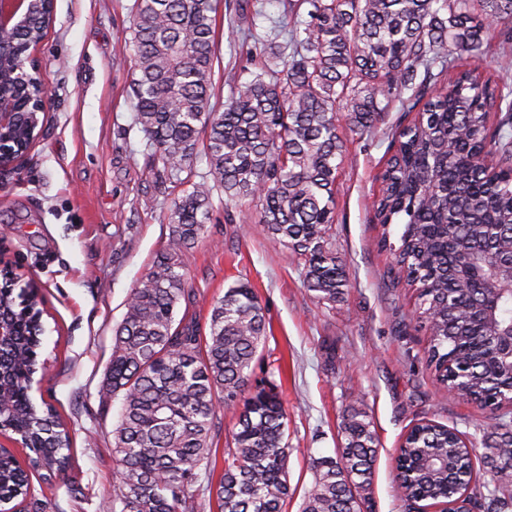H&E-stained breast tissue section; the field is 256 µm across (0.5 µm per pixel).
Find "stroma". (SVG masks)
I'll return each instance as SVG.
<instances>
[{"label":"stroma","mask_w":512,"mask_h":512,"mask_svg":"<svg viewBox=\"0 0 512 512\" xmlns=\"http://www.w3.org/2000/svg\"><path fill=\"white\" fill-rule=\"evenodd\" d=\"M133 2L55 0L37 52L51 106L26 155L0 170V266L34 289L43 309L45 369L35 374L31 396L50 404L67 426L68 478L81 490L72 499L31 475L44 512L106 510L116 478L112 429L120 403L103 402L99 388L129 292L168 237L173 196L150 171L145 135L133 121ZM238 2H218L212 84L219 106L232 94L225 70L251 65L265 42L288 41L283 0H251L259 15L248 37L236 26ZM412 118L395 100L375 134L339 129L347 160L337 180L333 237L351 281L341 302L319 303L289 251L256 228L249 209L225 214L218 189L188 261L193 294L180 306L186 318L207 322L213 302L246 280L270 321L252 379L265 378L269 362L279 363L294 490L286 512L301 510L312 481L310 455L335 454L351 403L372 418L379 440L365 512H404L394 457L418 419L457 428L479 455L494 429L486 411L435 382L415 297L373 222L391 136Z\"/></svg>","instance_id":"obj_1"}]
</instances>
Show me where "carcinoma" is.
Returning <instances> with one entry per match:
<instances>
[{"instance_id":"carcinoma-1","label":"carcinoma","mask_w":512,"mask_h":512,"mask_svg":"<svg viewBox=\"0 0 512 512\" xmlns=\"http://www.w3.org/2000/svg\"><path fill=\"white\" fill-rule=\"evenodd\" d=\"M218 0H134L136 122L145 134L151 170L177 192L168 242L131 289L114 329L104 397L121 402L112 430L119 479L107 512H285L288 416L273 381L251 384L252 364L267 336V318L253 289L239 282L212 306L208 328L177 318L189 298L187 256L224 191V212L253 203L256 222L289 250L303 281L331 305L343 299L349 275L336 256V180L346 156L339 121L356 134L377 129L382 101L418 92L413 122L395 133L397 147L383 171L374 219L387 245L389 227L403 225L395 259L418 299L429 337L427 367L453 395L498 412L483 470L461 433L434 420L410 429L400 452L421 448L432 466L397 482L406 512L469 502L512 512V366H489L477 321L483 290L451 274L457 247L512 244V124L489 135L490 113L512 95L506 79L459 70L462 54L479 60L494 37L512 51V0H288L291 52L268 44L264 61L218 110L211 76ZM47 24L12 32L20 50L41 41ZM438 72H433V69ZM213 183L195 181L198 153ZM500 156V176L484 163ZM0 307L24 335L3 348L9 368L0 432L19 436L28 468L0 458V501L17 507L32 496L29 470L65 481L70 437L56 412L33 402L34 368L42 347V309L31 292L0 288ZM237 414L233 448L218 481H200L209 461L216 407ZM334 456H310L313 480L302 512H363L378 451L374 423L353 407L343 418ZM457 449L460 479L442 472Z\"/></svg>"}]
</instances>
